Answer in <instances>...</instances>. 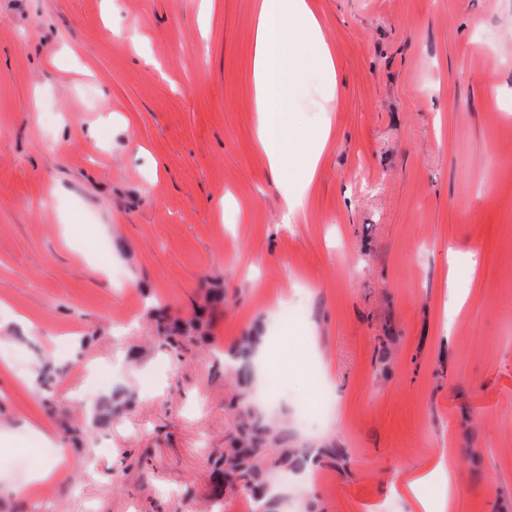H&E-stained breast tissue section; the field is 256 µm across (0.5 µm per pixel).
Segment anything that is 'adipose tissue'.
I'll return each mask as SVG.
<instances>
[{"instance_id": "obj_1", "label": "adipose tissue", "mask_w": 512, "mask_h": 512, "mask_svg": "<svg viewBox=\"0 0 512 512\" xmlns=\"http://www.w3.org/2000/svg\"><path fill=\"white\" fill-rule=\"evenodd\" d=\"M258 144L276 180L285 182L284 210L294 220L304 207L331 136L329 124L297 133L288 121V76L314 65L336 82V58L311 0H261L252 34Z\"/></svg>"}]
</instances>
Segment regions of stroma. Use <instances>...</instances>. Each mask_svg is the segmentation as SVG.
<instances>
[{
  "mask_svg": "<svg viewBox=\"0 0 512 512\" xmlns=\"http://www.w3.org/2000/svg\"><path fill=\"white\" fill-rule=\"evenodd\" d=\"M312 2L338 92L294 80L295 129L332 133L289 224L257 0H0V512H253L210 459L255 332L270 415L347 456L279 486L289 512H409L404 476L512 512V0ZM209 275L208 338L173 352L152 310L193 319Z\"/></svg>",
  "mask_w": 512,
  "mask_h": 512,
  "instance_id": "obj_1",
  "label": "stroma"
}]
</instances>
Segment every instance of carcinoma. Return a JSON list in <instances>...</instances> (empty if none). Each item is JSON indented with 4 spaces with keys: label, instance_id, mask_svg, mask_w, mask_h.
Returning <instances> with one entry per match:
<instances>
[{
    "label": "carcinoma",
    "instance_id": "carcinoma-1",
    "mask_svg": "<svg viewBox=\"0 0 512 512\" xmlns=\"http://www.w3.org/2000/svg\"><path fill=\"white\" fill-rule=\"evenodd\" d=\"M156 329L164 343L175 350L186 334V329L163 315L156 317ZM258 343L259 337L245 336L232 354V360L237 362L234 375L242 389L229 403V409L234 412L233 431L229 434V447L216 463L220 464L224 489L248 493L260 512H277L280 498L271 489V472L296 475L319 464L324 457L335 461L343 455L332 446L316 452L298 446L288 426L267 416L251 401L252 355Z\"/></svg>",
    "mask_w": 512,
    "mask_h": 512
}]
</instances>
